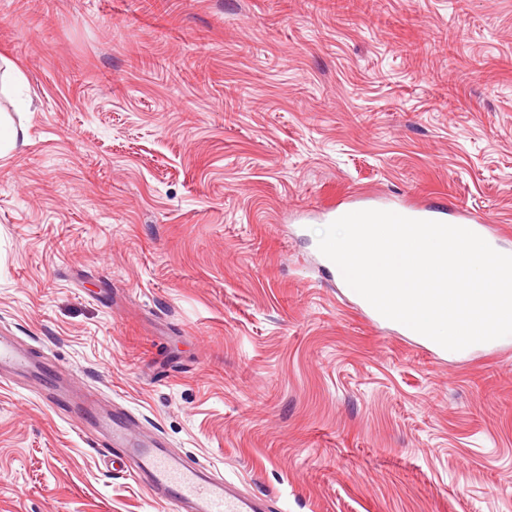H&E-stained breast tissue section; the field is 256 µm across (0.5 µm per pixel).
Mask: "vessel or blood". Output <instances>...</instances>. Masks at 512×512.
Listing matches in <instances>:
<instances>
[{
  "label": "vessel or blood",
  "instance_id": "1",
  "mask_svg": "<svg viewBox=\"0 0 512 512\" xmlns=\"http://www.w3.org/2000/svg\"><path fill=\"white\" fill-rule=\"evenodd\" d=\"M391 209L413 219L442 218L441 209L411 199L392 204ZM455 223L485 241L493 239L491 225L469 211L459 210ZM20 373L46 387V402L58 405V398L50 391L56 375L53 366L33 358L14 339L0 336V382H10ZM79 407L103 433L105 445L131 459L130 475L146 484L169 512H265L260 500L242 493L235 482L210 476L200 462L174 459L154 437L134 436L129 417L121 411L101 410L91 393H83Z\"/></svg>",
  "mask_w": 512,
  "mask_h": 512
}]
</instances>
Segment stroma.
<instances>
[{"label":"stroma","mask_w":512,"mask_h":512,"mask_svg":"<svg viewBox=\"0 0 512 512\" xmlns=\"http://www.w3.org/2000/svg\"><path fill=\"white\" fill-rule=\"evenodd\" d=\"M0 0V335L269 512H512V336L449 354L318 258L351 196L512 249V0ZM0 384V512H167ZM0 157L16 151L27 142L26 127L19 120L17 123L5 111L0 109ZM367 209L388 210L413 219L435 220L455 226L465 227L480 235L491 247L496 250V245L492 236V226L485 224L486 222L483 218L477 217L469 211L463 209L457 212L456 219L453 222H447L442 216V214H444L443 210L433 205L423 204L415 200L403 199L391 205H375L370 207L350 206L337 209L335 205H331L327 208L326 215L331 220L335 221L347 213ZM321 259L323 262V266L328 270V272L331 275V278L333 281L340 287L343 288L349 296L353 297L357 301H359L362 306L375 318H377L380 321L387 320L385 317H383L379 312H377L363 297H361L359 294H357L355 291H353L345 282L343 279V276L338 269V267L327 257H325L321 253Z\"/></svg>","instance_id":"obj_1"}]
</instances>
